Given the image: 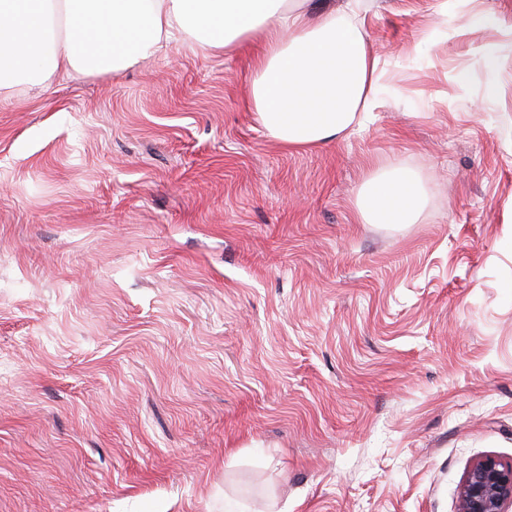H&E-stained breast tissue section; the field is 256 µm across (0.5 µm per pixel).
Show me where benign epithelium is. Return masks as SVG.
Wrapping results in <instances>:
<instances>
[{
    "label": "benign epithelium",
    "instance_id": "7a95c632",
    "mask_svg": "<svg viewBox=\"0 0 512 512\" xmlns=\"http://www.w3.org/2000/svg\"><path fill=\"white\" fill-rule=\"evenodd\" d=\"M458 512H509L512 509V462L493 455L477 460L466 472Z\"/></svg>",
    "mask_w": 512,
    "mask_h": 512
}]
</instances>
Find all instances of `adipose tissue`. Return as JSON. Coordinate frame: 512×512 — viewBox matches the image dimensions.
Listing matches in <instances>:
<instances>
[{
  "instance_id": "obj_1",
  "label": "adipose tissue",
  "mask_w": 512,
  "mask_h": 512,
  "mask_svg": "<svg viewBox=\"0 0 512 512\" xmlns=\"http://www.w3.org/2000/svg\"><path fill=\"white\" fill-rule=\"evenodd\" d=\"M308 0H0V97L21 78L118 73L175 34L202 29L198 45L231 52L252 38L263 48L247 99L266 133L288 149L346 135L377 92L378 60L353 14L315 11ZM106 46L96 59L89 40ZM422 201L411 174H370L359 212L372 223L412 224Z\"/></svg>"
}]
</instances>
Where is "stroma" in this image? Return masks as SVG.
Here are the masks:
<instances>
[{
    "instance_id": "1",
    "label": "stroma",
    "mask_w": 512,
    "mask_h": 512,
    "mask_svg": "<svg viewBox=\"0 0 512 512\" xmlns=\"http://www.w3.org/2000/svg\"><path fill=\"white\" fill-rule=\"evenodd\" d=\"M359 5L319 147L191 39L0 103V512H458L512 461V0ZM391 167L420 219L363 223Z\"/></svg>"
}]
</instances>
